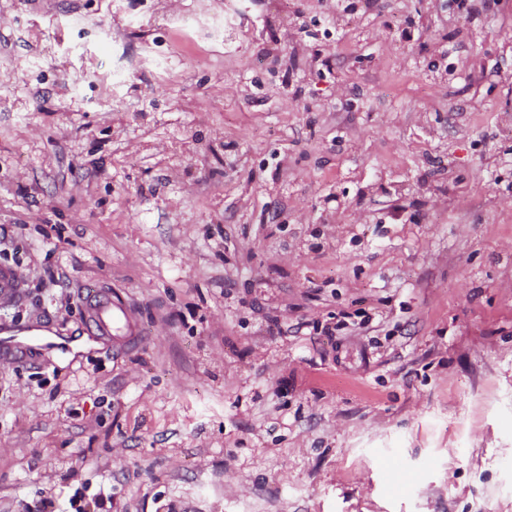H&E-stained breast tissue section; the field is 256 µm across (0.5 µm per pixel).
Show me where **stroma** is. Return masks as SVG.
I'll list each match as a JSON object with an SVG mask.
<instances>
[{
	"label": "stroma",
	"instance_id": "35a3bbf8",
	"mask_svg": "<svg viewBox=\"0 0 512 512\" xmlns=\"http://www.w3.org/2000/svg\"><path fill=\"white\" fill-rule=\"evenodd\" d=\"M446 2L0 0V512H512V0ZM22 299L17 271L11 267L0 266V304H16ZM84 300L87 305L89 322L100 333H108L114 326L131 328L132 309L129 303L113 293L101 295L90 291Z\"/></svg>",
	"mask_w": 512,
	"mask_h": 512
}]
</instances>
